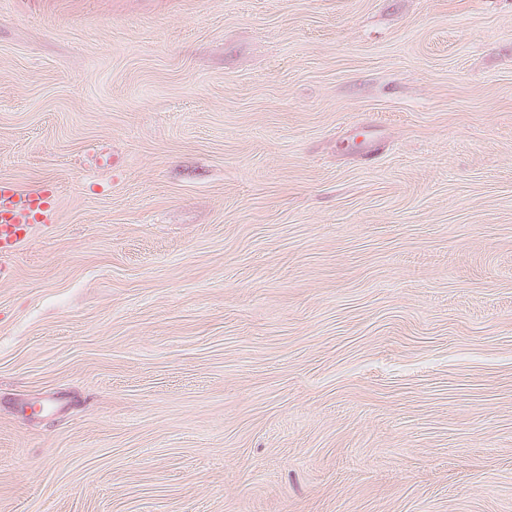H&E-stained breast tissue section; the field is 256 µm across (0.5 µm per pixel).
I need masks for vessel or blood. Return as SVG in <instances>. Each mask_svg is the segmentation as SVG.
I'll list each match as a JSON object with an SVG mask.
<instances>
[{"instance_id": "vessel-or-blood-1", "label": "vessel or blood", "mask_w": 512, "mask_h": 512, "mask_svg": "<svg viewBox=\"0 0 512 512\" xmlns=\"http://www.w3.org/2000/svg\"><path fill=\"white\" fill-rule=\"evenodd\" d=\"M45 187L19 189L0 180V281L11 278L9 258L34 229L35 223L51 222L54 209Z\"/></svg>"}]
</instances>
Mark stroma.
Here are the masks:
<instances>
[{
    "label": "stroma",
    "instance_id": "obj_1",
    "mask_svg": "<svg viewBox=\"0 0 512 512\" xmlns=\"http://www.w3.org/2000/svg\"><path fill=\"white\" fill-rule=\"evenodd\" d=\"M0 512H512V0H0ZM50 192L42 186L21 190L11 182L0 180V281L11 278L7 259L28 238L34 223L52 221Z\"/></svg>",
    "mask_w": 512,
    "mask_h": 512
}]
</instances>
